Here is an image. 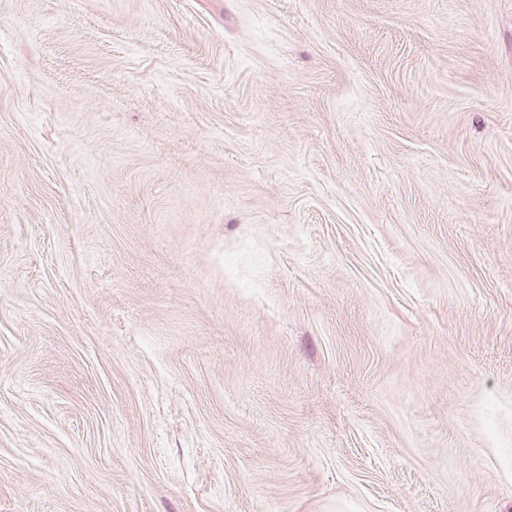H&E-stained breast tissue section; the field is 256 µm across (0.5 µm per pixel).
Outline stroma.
Here are the masks:
<instances>
[{
	"mask_svg": "<svg viewBox=\"0 0 512 512\" xmlns=\"http://www.w3.org/2000/svg\"><path fill=\"white\" fill-rule=\"evenodd\" d=\"M0 512H512V0H0Z\"/></svg>",
	"mask_w": 512,
	"mask_h": 512,
	"instance_id": "35a3bbf8",
	"label": "stroma"
}]
</instances>
